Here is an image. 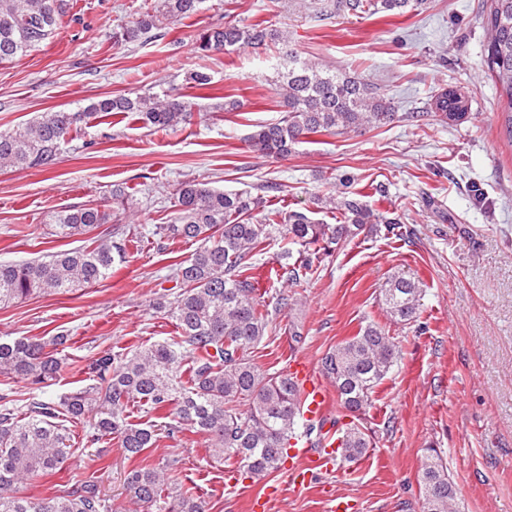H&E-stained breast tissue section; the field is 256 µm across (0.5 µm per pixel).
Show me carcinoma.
<instances>
[{
  "label": "carcinoma",
  "mask_w": 512,
  "mask_h": 512,
  "mask_svg": "<svg viewBox=\"0 0 512 512\" xmlns=\"http://www.w3.org/2000/svg\"><path fill=\"white\" fill-rule=\"evenodd\" d=\"M205 0H155L138 20L113 36L116 43L133 42L153 29L190 18ZM426 0H322L318 14L327 17L370 16L380 12L404 15ZM70 9V0H0V63L15 61L51 42ZM489 38L483 48V68L507 96L506 137L512 144V0H489ZM284 39L279 22L263 20L243 26L224 14V24L206 27L195 37V49L207 56L242 47L268 48ZM278 94L287 110L277 122L259 126L249 147L264 156L285 158L295 146L315 135H338L378 128L396 119L421 120L419 112L397 115L391 103L363 77L288 54V67L278 73ZM434 116L442 121L467 114L469 101L452 88L432 96ZM192 102L179 94L154 93L105 96L77 112H46L24 128L0 131V170L52 168L60 146L78 132L83 119L120 116L159 129H174L187 121ZM343 190L316 194L313 204L340 215L339 223L324 224L295 208L271 210L266 193L272 185L226 192L193 181L181 182L172 194V215L155 226L162 238L195 240L200 246L175 264L179 284L174 299L155 303L175 322L177 335L138 346L129 354H106L92 367L94 383L59 400L31 401L26 411L17 400L0 394V512H114L110 498L89 476L54 494L33 500L19 484L62 469L77 449L71 426L81 424L84 438L96 444L118 440L125 457L137 460L157 447L154 425L133 423L127 409L138 403L146 412H163L171 419L168 433L187 425L204 436L210 452L229 469L261 477L281 469L291 440L308 437L314 424L302 419L301 390L289 374L268 372L251 360L269 325V306L255 287L250 258L264 242L284 232L303 247L291 264L281 266L287 281L300 285L314 273V264L364 229H386L399 223L388 213L375 212L363 195L349 190L351 179L338 178ZM112 204L89 203L53 213L49 223L56 235H85L100 224H120L136 205L123 186H114ZM124 241L101 239L62 250L46 259L0 262V304L33 294H64L107 279L117 260L126 259ZM423 288L402 272L393 273L381 291L386 316L393 322L418 321ZM67 337L50 341L37 337L0 340V374L44 384L57 378L65 365L58 347ZM401 359L398 342L385 329L369 323L325 354L323 376L336 388L337 400L353 420L336 430L340 459L362 457L369 436L361 415L376 387ZM423 512H448L456 492L448 467L430 449L418 478ZM124 489L144 512H210L209 502L183 488L152 466L139 465L124 478Z\"/></svg>",
  "instance_id": "carcinoma-1"
}]
</instances>
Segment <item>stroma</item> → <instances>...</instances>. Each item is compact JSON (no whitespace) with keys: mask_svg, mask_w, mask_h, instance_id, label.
Listing matches in <instances>:
<instances>
[{"mask_svg":"<svg viewBox=\"0 0 512 512\" xmlns=\"http://www.w3.org/2000/svg\"><path fill=\"white\" fill-rule=\"evenodd\" d=\"M153 0H73L51 43L0 64V130L21 128L43 113L78 111L107 95L171 90L195 97L198 109L175 129L139 121L91 120L63 145L51 169L0 170V262L108 238L56 237L48 217L73 205L100 203L113 185L133 189L139 202L125 230L137 233L109 278L63 295L35 294L0 305V336L69 337L67 364L54 384L38 387L0 375V393L19 399H59L92 384L88 364L107 353L161 342L176 328L153 301L172 300L171 264L188 259L197 242L154 236L171 212L178 183L194 180L226 191L280 185L278 208L310 207L335 176L355 187L378 184L370 206L401 219L403 235L364 233L322 259L314 276L291 288L275 267L297 254L285 235L251 258L260 292L271 303L270 324L253 362L264 370L303 360L320 367L329 349L375 321L399 342L402 358L372 396L361 422L371 446L359 460L294 483L288 469L261 479L229 473L205 437L184 429L162 437L150 462L204 495L212 512H250L266 487L278 494L268 512H326L329 499L351 512H422L418 475L427 449L440 453L456 489V512H512V145L500 131L504 101L482 66L486 0H428L419 14L318 20L301 0H205L198 16L150 32L131 44L112 34L150 8ZM243 25L273 18L288 33L269 49L242 48L199 57L198 28L219 25L225 13ZM364 75L405 121L337 136L316 135L284 159L254 152L257 126L278 121L284 108L276 68L288 52ZM204 68L212 84L191 87L187 71ZM450 86L469 100L459 121L427 114L432 92ZM240 101L224 109L225 98ZM395 271L422 282L419 323H389L381 290ZM285 306H277L279 298ZM98 457L87 445L69 467L21 486L41 498L96 475L117 512H135L123 481L132 463L118 441Z\"/></svg>","mask_w":512,"mask_h":512,"instance_id":"35a3bbf8","label":"stroma"}]
</instances>
